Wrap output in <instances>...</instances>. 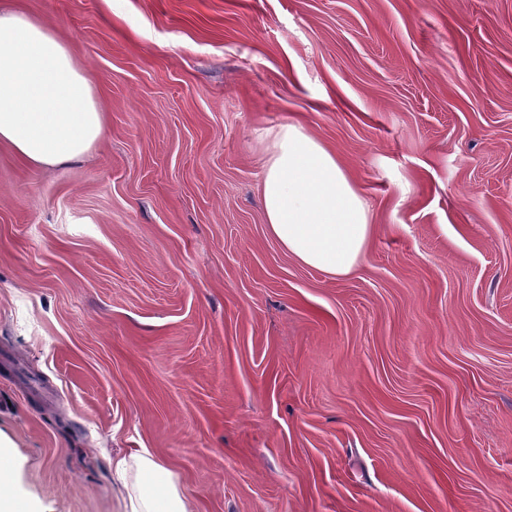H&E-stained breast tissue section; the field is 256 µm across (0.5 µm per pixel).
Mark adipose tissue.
Here are the masks:
<instances>
[{"instance_id": "1", "label": "adipose tissue", "mask_w": 512, "mask_h": 512, "mask_svg": "<svg viewBox=\"0 0 512 512\" xmlns=\"http://www.w3.org/2000/svg\"><path fill=\"white\" fill-rule=\"evenodd\" d=\"M105 116L80 60L44 19L0 11V146L36 168L81 158ZM260 183L269 234L301 264L350 274L372 232L369 209L335 152L300 124L268 130ZM125 512H187L178 476L149 449L112 461Z\"/></svg>"}]
</instances>
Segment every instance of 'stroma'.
<instances>
[{"label":"stroma","instance_id":"obj_1","mask_svg":"<svg viewBox=\"0 0 512 512\" xmlns=\"http://www.w3.org/2000/svg\"><path fill=\"white\" fill-rule=\"evenodd\" d=\"M105 132L0 149V446L23 512H512V0H21ZM351 170L345 277L268 233V129ZM112 472L126 493L124 512H188L178 476L149 449L112 459Z\"/></svg>","mask_w":512,"mask_h":512}]
</instances>
